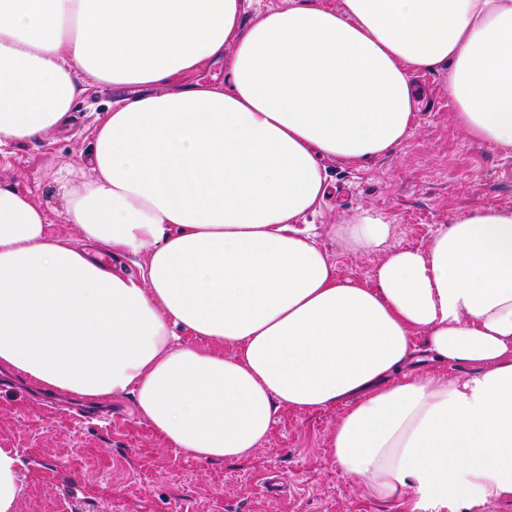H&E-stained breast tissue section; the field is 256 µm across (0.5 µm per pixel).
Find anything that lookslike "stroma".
Returning <instances> with one entry per match:
<instances>
[{"instance_id":"stroma-1","label":"stroma","mask_w":512,"mask_h":512,"mask_svg":"<svg viewBox=\"0 0 512 512\" xmlns=\"http://www.w3.org/2000/svg\"><path fill=\"white\" fill-rule=\"evenodd\" d=\"M416 126L390 156L362 166L329 162L335 187L310 216L336 274L371 283L385 251L349 252L330 234L361 210L385 213L395 245L426 247L440 225L476 207L512 208V156L469 139L453 119L447 71L420 74ZM129 87L93 86L69 127L0 157V183L31 193L57 231L74 230L53 182L63 166L88 169L96 124ZM345 410L281 408L266 439L243 458L208 463L166 445L130 399L99 408L0 374V446L16 449L19 512H403L340 471L329 440Z\"/></svg>"}]
</instances>
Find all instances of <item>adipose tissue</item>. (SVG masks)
Masks as SVG:
<instances>
[{
  "label": "adipose tissue",
  "mask_w": 512,
  "mask_h": 512,
  "mask_svg": "<svg viewBox=\"0 0 512 512\" xmlns=\"http://www.w3.org/2000/svg\"><path fill=\"white\" fill-rule=\"evenodd\" d=\"M241 17L242 0H0V156L67 125L91 86L140 90L97 125L90 173H57L77 239L0 185V371L132 396L210 463L258 447L281 407L342 403L331 454L373 498L457 512L512 497V208L467 211L423 249L361 211L333 235L388 247L368 286L337 277L305 221L328 162L401 145L424 72L447 69L456 124L512 154V0ZM213 58L225 81L182 84ZM20 468L0 447V512H17Z\"/></svg>",
  "instance_id": "1"
}]
</instances>
